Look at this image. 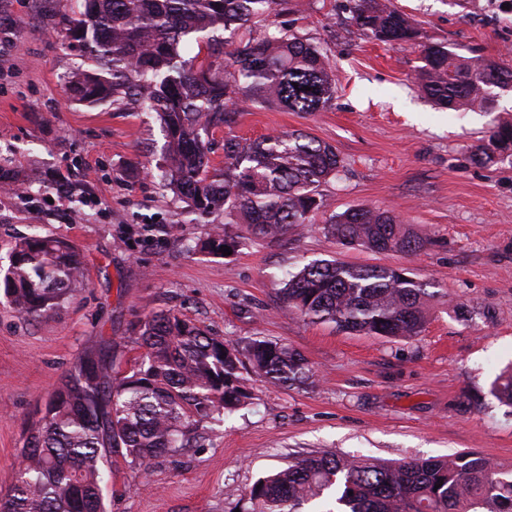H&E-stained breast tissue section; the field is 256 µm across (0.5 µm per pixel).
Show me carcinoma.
<instances>
[{"label": "carcinoma", "instance_id": "obj_1", "mask_svg": "<svg viewBox=\"0 0 512 512\" xmlns=\"http://www.w3.org/2000/svg\"><path fill=\"white\" fill-rule=\"evenodd\" d=\"M288 0H83V10L62 17L94 68L67 77L78 100L146 103L165 132L163 184L204 216L224 213L226 224H246L260 239L283 236L310 223L324 207L320 186L343 164L335 149L290 131L250 143L224 140V167L212 166L209 139L232 120L228 103L243 97L291 112H318L332 99L336 79L328 58L297 34L243 37L220 66L183 59L191 34L238 32ZM352 33L380 42H408L417 32L391 0H349ZM415 70L419 89L436 106L494 110L512 86V71L484 59L425 44ZM309 90H303V87ZM512 156V122L504 121L477 146L474 157L496 164ZM328 235L347 248L416 253L426 240L395 213L351 208L330 217ZM230 244L216 232L203 242L210 254ZM0 291L24 316L60 305L83 277L76 247L31 234L8 251ZM431 294L390 267L319 260L292 275L283 301L313 323H333L370 336L419 335ZM141 353L120 369L112 339L80 357L48 394L30 429L15 480L0 497V512H106L104 469L116 454L145 466L186 447L201 424L247 405L242 371L275 385L301 383L309 369L296 350L265 339L240 347L206 335L174 312L143 315L131 337ZM336 488L342 512H512V469L475 452L447 459L377 462L307 455L249 490L243 512H301Z\"/></svg>", "mask_w": 512, "mask_h": 512}]
</instances>
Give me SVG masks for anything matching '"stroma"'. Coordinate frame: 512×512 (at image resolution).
Segmentation results:
<instances>
[{
	"label": "stroma",
	"instance_id": "1",
	"mask_svg": "<svg viewBox=\"0 0 512 512\" xmlns=\"http://www.w3.org/2000/svg\"><path fill=\"white\" fill-rule=\"evenodd\" d=\"M393 2L416 40L348 36L347 0H288L254 24V35L288 31L320 47L336 91L318 112L241 105L211 139L213 165L223 167L227 137L297 129L333 146L345 165L322 185L326 206L310 223L257 239L223 214L191 213L163 186L153 172L165 142L155 112L69 96L67 76L90 62L63 39L57 0H0V166L24 188L0 192V267L10 244L36 232L73 244L85 272L39 317L0 296V493L48 393L78 359L109 337L126 362L134 324L161 311L219 338L288 345L311 377L274 385L249 375L250 403L198 428L187 447L144 467L113 457L107 512H235L258 477L323 452L411 461L474 451L512 466V407L491 392L512 372V162L471 158L498 122L512 121V92L496 112H450L414 82L429 42L512 70V0ZM361 206L398 214L425 247L376 253L325 235L332 215ZM220 227L236 240L231 255L201 251ZM322 259L402 269L426 284L421 333H350L290 311L286 281Z\"/></svg>",
	"mask_w": 512,
	"mask_h": 512
}]
</instances>
